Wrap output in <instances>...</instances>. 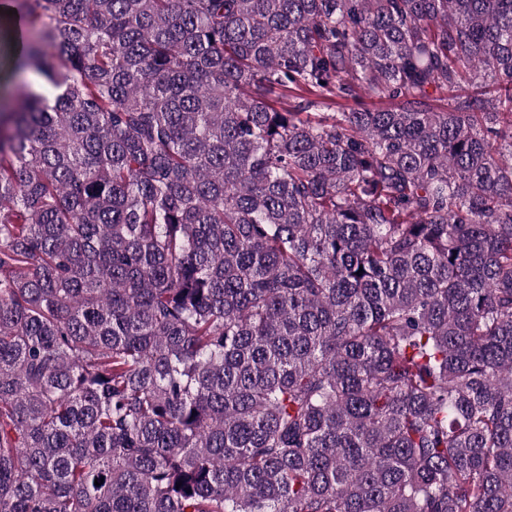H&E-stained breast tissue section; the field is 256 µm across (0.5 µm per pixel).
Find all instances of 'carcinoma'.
I'll return each mask as SVG.
<instances>
[{
	"label": "carcinoma",
	"instance_id": "1",
	"mask_svg": "<svg viewBox=\"0 0 512 512\" xmlns=\"http://www.w3.org/2000/svg\"><path fill=\"white\" fill-rule=\"evenodd\" d=\"M11 2L0 512H512V0ZM27 81H31L27 76H21L7 82L2 78L0 80V96L1 94L6 95L15 109H21L24 105V83Z\"/></svg>",
	"mask_w": 512,
	"mask_h": 512
}]
</instances>
